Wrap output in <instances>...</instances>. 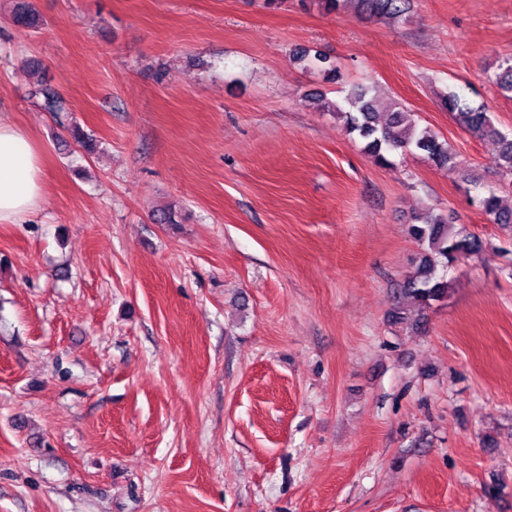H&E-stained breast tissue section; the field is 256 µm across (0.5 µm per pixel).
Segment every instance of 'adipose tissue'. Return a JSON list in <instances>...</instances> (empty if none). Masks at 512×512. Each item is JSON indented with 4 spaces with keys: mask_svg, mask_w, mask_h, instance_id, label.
<instances>
[{
    "mask_svg": "<svg viewBox=\"0 0 512 512\" xmlns=\"http://www.w3.org/2000/svg\"><path fill=\"white\" fill-rule=\"evenodd\" d=\"M43 189L41 156L30 136L0 121V223H23L37 209Z\"/></svg>",
    "mask_w": 512,
    "mask_h": 512,
    "instance_id": "ef3b65f1",
    "label": "adipose tissue"
}]
</instances>
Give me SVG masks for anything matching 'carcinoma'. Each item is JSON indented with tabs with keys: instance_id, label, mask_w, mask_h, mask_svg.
<instances>
[{
	"instance_id": "obj_1",
	"label": "carcinoma",
	"mask_w": 512,
	"mask_h": 512,
	"mask_svg": "<svg viewBox=\"0 0 512 512\" xmlns=\"http://www.w3.org/2000/svg\"><path fill=\"white\" fill-rule=\"evenodd\" d=\"M355 2L370 16L399 18L406 13L407 0H315L328 12ZM15 20L18 24L38 29L42 20L29 5L20 3L16 8ZM297 60L308 68L318 69L339 79L341 73L330 58L321 53L310 54L303 51L297 54ZM492 82L505 96L512 95V57H503L498 61ZM35 94L42 97L43 109L61 117L67 112L65 101L51 88L41 86ZM439 106L448 112L453 120L469 135L477 139H491L498 145L495 166L500 181L505 187L512 186V134L501 131L494 123L491 113L483 107H472L464 96L454 89H448L439 98ZM344 121L346 132L357 135L365 142V152L373 160L388 166V155L399 149L412 148L420 153L436 168L454 172L458 168L457 153L445 140L429 128H420L410 118L405 106L400 102L391 104L388 120H378L373 103L368 98V89L352 85L346 90L342 101L327 106ZM478 207L495 224L509 227L512 225V208L503 205L501 190L487 188L476 196ZM412 237L421 246V252L415 261L413 271L403 285L407 298L422 311H427L437 302L448 299L450 281L439 270L461 260L480 254L485 242L463 225L450 224L442 217H428L419 224L410 227Z\"/></svg>"
}]
</instances>
